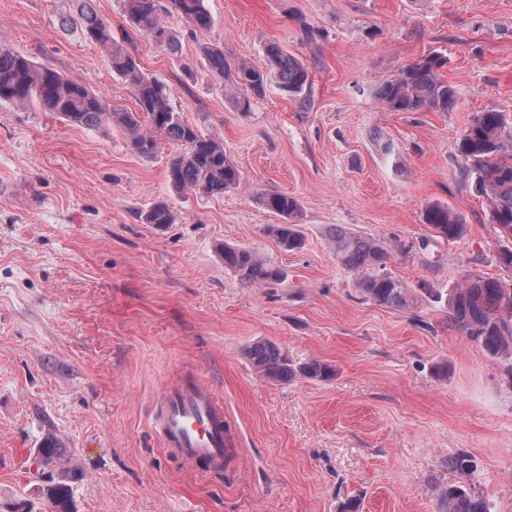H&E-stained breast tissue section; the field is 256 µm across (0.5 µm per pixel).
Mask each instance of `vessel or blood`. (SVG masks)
Segmentation results:
<instances>
[{
	"label": "vessel or blood",
	"mask_w": 512,
	"mask_h": 512,
	"mask_svg": "<svg viewBox=\"0 0 512 512\" xmlns=\"http://www.w3.org/2000/svg\"><path fill=\"white\" fill-rule=\"evenodd\" d=\"M154 421L168 450L193 466L219 472L233 450L224 432V407L212 390L188 377L165 386Z\"/></svg>",
	"instance_id": "vessel-or-blood-1"
}]
</instances>
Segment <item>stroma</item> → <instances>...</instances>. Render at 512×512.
Returning <instances> with one entry per match:
<instances>
[{
	"label": "stroma",
	"instance_id": "1",
	"mask_svg": "<svg viewBox=\"0 0 512 512\" xmlns=\"http://www.w3.org/2000/svg\"><path fill=\"white\" fill-rule=\"evenodd\" d=\"M169 54L132 33L120 0L98 13L143 71L172 90L185 121L223 139L242 171L223 196L175 193L167 164L133 153L124 134L64 123L0 102V512L43 495L55 436L74 512H439L436 490L473 486L491 512H512V376L424 301L391 309L366 299L328 245L331 229L393 245L387 271L407 287L445 289L468 276L512 281L490 203L464 170L458 142L477 112L512 113V0H204ZM61 0H0V45L77 78L115 107L129 87L99 48L61 32ZM299 58L306 102L277 82L236 109L199 54L263 66L269 44ZM456 92L447 112H392L379 86L432 53ZM278 192L299 203L302 248L267 233ZM176 214L160 228L158 200ZM434 204L463 218L437 236ZM258 252L285 276L247 285L221 245ZM327 380L272 383L242 356L258 340ZM224 405L238 450L222 473L169 455L154 431L158 396L183 377ZM464 453L473 469H449ZM425 221L437 236L446 240L461 238L465 232L462 218L453 210L441 205H432L425 212Z\"/></svg>",
	"mask_w": 512,
	"mask_h": 512
}]
</instances>
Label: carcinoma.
Returning <instances> with one entry per match:
<instances>
[{
    "label": "carcinoma",
    "instance_id": "obj_1",
    "mask_svg": "<svg viewBox=\"0 0 512 512\" xmlns=\"http://www.w3.org/2000/svg\"><path fill=\"white\" fill-rule=\"evenodd\" d=\"M64 2L69 11L61 16L63 30L75 28L83 39L105 54L112 72L130 87L137 110L114 108L80 81L2 45L0 102L39 106L72 125L116 127L126 135L129 148L146 158L156 155L162 141L182 147L168 165L169 181L177 192L214 197L238 185L242 171L224 152L223 143L184 121L172 103L170 87L144 73L136 58L120 48L113 37L112 25L98 14L94 0ZM121 2L130 27L172 55L181 51L180 40L163 23L160 0ZM170 4L192 26L206 29L211 25L204 0H170ZM199 51L210 74L236 90L232 102L243 112L250 109L251 96L265 92L272 76L282 89L300 98V103L306 102L310 85L308 68L276 43L267 46L262 69L246 63L233 66L224 58V51L216 47L202 45ZM444 66V58L439 53L408 65L396 77L381 84L379 103L392 112L449 111L456 97L454 89L442 79ZM459 151L465 159L466 175L475 188L491 200L492 221L512 238V116L495 109L476 113L459 140ZM263 205L283 219V223L270 226L280 245L288 251L300 248L302 237L293 224L298 214L296 199L283 193H268ZM144 220L163 226L175 223L176 215L167 202L159 201L144 214ZM425 221L447 240L458 239L465 232L462 218L441 205L430 206L425 212ZM331 244L339 262L357 275L356 287L366 298L401 310L418 305L419 297L413 289L385 271L391 251L384 242L335 228ZM220 253L224 267L237 273L246 284L261 282L274 286L284 278L278 267L265 263L249 249L225 245ZM432 301L446 306L456 329L491 357L506 363L512 373V284L495 278L469 276L452 285L446 294L432 295ZM244 357L259 376L275 383L325 380L333 373L328 365L318 361L293 362L270 341L252 343L244 351ZM37 456L45 465L62 460L61 449L52 437L41 443ZM45 495L51 512H74L65 468L51 474ZM440 506V512H489L482 496L461 485L443 489Z\"/></svg>",
    "mask_w": 512,
    "mask_h": 512
}]
</instances>
